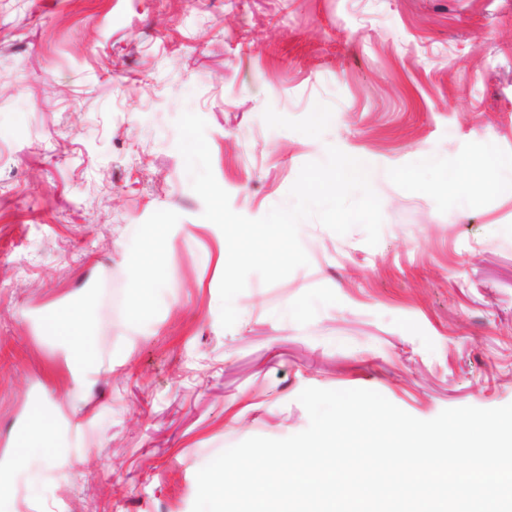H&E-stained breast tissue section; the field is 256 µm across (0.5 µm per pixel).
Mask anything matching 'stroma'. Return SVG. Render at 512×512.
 Segmentation results:
<instances>
[{
  "label": "stroma",
  "instance_id": "obj_1",
  "mask_svg": "<svg viewBox=\"0 0 512 512\" xmlns=\"http://www.w3.org/2000/svg\"><path fill=\"white\" fill-rule=\"evenodd\" d=\"M186 110L250 219L327 146L367 157L378 244L303 221L308 265L250 275L223 328L228 247L177 149ZM492 152L512 157V0H0V512H192L219 453L308 427V387L421 420L512 404ZM424 155L427 190L400 177ZM74 304L96 347L80 382L42 321ZM38 408L54 446L14 462Z\"/></svg>",
  "mask_w": 512,
  "mask_h": 512
}]
</instances>
